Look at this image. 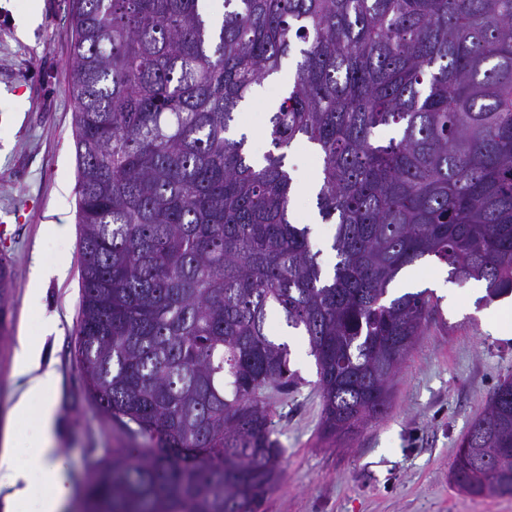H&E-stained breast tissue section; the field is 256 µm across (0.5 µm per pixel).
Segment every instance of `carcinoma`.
<instances>
[{
    "mask_svg": "<svg viewBox=\"0 0 512 512\" xmlns=\"http://www.w3.org/2000/svg\"><path fill=\"white\" fill-rule=\"evenodd\" d=\"M213 2L71 0L76 349L98 409L142 442L98 464L96 512H264L283 453L265 390L299 382L269 308L307 337L336 443L387 413L432 315L429 290L389 291L404 268L433 257L489 301L512 293V0ZM295 50L258 161L228 133ZM298 140L336 225L328 274L291 212ZM10 288L0 259L1 336ZM448 482L512 494L511 376Z\"/></svg>",
    "mask_w": 512,
    "mask_h": 512,
    "instance_id": "carcinoma-1",
    "label": "carcinoma"
}]
</instances>
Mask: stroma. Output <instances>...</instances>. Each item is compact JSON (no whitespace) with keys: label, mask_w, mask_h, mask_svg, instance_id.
<instances>
[{"label":"stroma","mask_w":512,"mask_h":512,"mask_svg":"<svg viewBox=\"0 0 512 512\" xmlns=\"http://www.w3.org/2000/svg\"><path fill=\"white\" fill-rule=\"evenodd\" d=\"M37 12L19 34L17 20ZM72 27L69 0H0V258L14 275L9 331L0 338V455L29 452L36 424L11 421L22 381L14 372L17 338L42 344V364L57 378L55 445L74 492L92 479L104 449L129 442L89 398L76 352L80 309L74 103L69 93ZM294 60L268 77L240 107L251 147L268 150L273 102L288 90ZM47 224H65L62 238H45ZM64 262V275L30 293L35 261ZM471 282H449L436 312L392 382L386 415L342 447L319 439L321 405L316 366L304 337L289 335L277 310L266 326L290 347L289 368L301 379L273 393L274 436L284 453L282 477L265 512H512V495L474 498L448 483L457 443L512 377V338L492 337L470 299Z\"/></svg>","instance_id":"obj_1"}]
</instances>
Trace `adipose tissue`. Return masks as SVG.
<instances>
[{
    "mask_svg": "<svg viewBox=\"0 0 512 512\" xmlns=\"http://www.w3.org/2000/svg\"><path fill=\"white\" fill-rule=\"evenodd\" d=\"M15 374L23 378L24 388L16 397L11 413L28 417L32 402H39V422L33 436L32 452L23 460L0 457V497L8 512H64L71 486L58 448L53 445L55 426L56 376L41 364L38 344L20 337L16 348ZM40 477L44 492L33 497V477Z\"/></svg>",
    "mask_w": 512,
    "mask_h": 512,
    "instance_id": "ef3b65f1",
    "label": "adipose tissue"
}]
</instances>
